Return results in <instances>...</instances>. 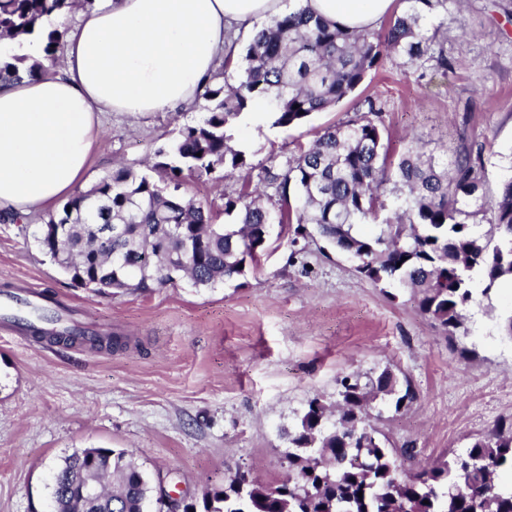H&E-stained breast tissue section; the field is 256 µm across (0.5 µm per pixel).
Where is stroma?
Masks as SVG:
<instances>
[{
  "label": "stroma",
  "mask_w": 512,
  "mask_h": 512,
  "mask_svg": "<svg viewBox=\"0 0 512 512\" xmlns=\"http://www.w3.org/2000/svg\"><path fill=\"white\" fill-rule=\"evenodd\" d=\"M427 28L448 56L447 74L390 55L362 88L385 104L392 155L415 138L439 159L467 150L496 194L512 178V0H448ZM356 101L289 129L250 113L232 144L261 173L353 117ZM201 115L197 106L101 113L83 189L120 169L146 173L155 151ZM46 217L0 218V292L52 294L90 328L126 334L130 344L109 353L0 335V512H53L54 467L83 448L133 452L157 488L191 500L239 470L278 484L288 472L286 431L311 399L335 404L347 374L365 381L388 367L414 387L404 410L374 404L375 426L395 448L412 449L409 469L465 452L512 417V338L501 332L512 316L511 281L486 296L474 282L465 357L420 314L411 289L383 292L318 238L290 230L271 238L242 284L198 288L182 279L105 295L73 286L43 253L36 236Z\"/></svg>",
  "instance_id": "stroma-1"
}]
</instances>
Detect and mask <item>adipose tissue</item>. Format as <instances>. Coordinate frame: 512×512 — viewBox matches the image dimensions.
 I'll return each instance as SVG.
<instances>
[{"mask_svg":"<svg viewBox=\"0 0 512 512\" xmlns=\"http://www.w3.org/2000/svg\"><path fill=\"white\" fill-rule=\"evenodd\" d=\"M324 19L371 30L394 0H304ZM281 0H99L70 30L62 66L0 77V212L45 208L82 182L103 111L193 106L230 31L254 33Z\"/></svg>","mask_w":512,"mask_h":512,"instance_id":"obj_1","label":"adipose tissue"}]
</instances>
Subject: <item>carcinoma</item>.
I'll use <instances>...</instances> for the list:
<instances>
[{"label": "carcinoma", "mask_w": 512, "mask_h": 512, "mask_svg": "<svg viewBox=\"0 0 512 512\" xmlns=\"http://www.w3.org/2000/svg\"><path fill=\"white\" fill-rule=\"evenodd\" d=\"M96 0H0V37L25 35L51 11L91 9ZM380 32L352 30L316 16L307 6L273 17L250 38L236 84L214 83L204 94V115L181 127L176 140L155 152L151 169L160 178L118 170L91 190L68 200L45 224H66L58 238L43 229L42 251H67L70 280L99 282L140 291L187 278L196 287L245 279L254 273L270 227L296 225L327 246L349 254L355 272L372 284L395 282L413 290L419 312L457 339L462 311L473 299L480 275L483 295L501 279H512V180L487 195L479 168L466 151L446 162L410 146L397 163L389 160L385 130L376 121L382 104L366 96L355 116L325 128L307 147L263 180L275 185L268 207L252 188L246 152L229 144L228 129L256 101L274 127L304 123L312 113L355 93L381 58L397 55L417 68L447 74L448 57L427 35L426 18L446 0H403ZM62 35L48 33L43 51L56 62ZM17 56L0 57V74H42L36 62L19 69ZM238 174L242 187L224 196L228 224L215 222L210 205L178 195L185 175L212 178L216 169ZM488 217L498 236L472 231ZM122 224L109 246L97 231ZM376 232L364 236L360 226ZM41 339L95 349L122 350L128 338L115 333L75 335L39 331ZM338 415L329 422L319 399L308 402L288 433V477L276 486L237 471L224 487L203 495V512H512V488L495 481L512 469V419L474 438L461 455L414 474H401V457L370 421L372 403L392 398L399 412L416 399L388 367L365 384L344 377ZM98 464L104 497L96 512H143L151 487L134 454L125 449L85 448L62 458L53 492L55 512H87L74 489L88 456Z\"/></svg>", "instance_id": "1"}]
</instances>
